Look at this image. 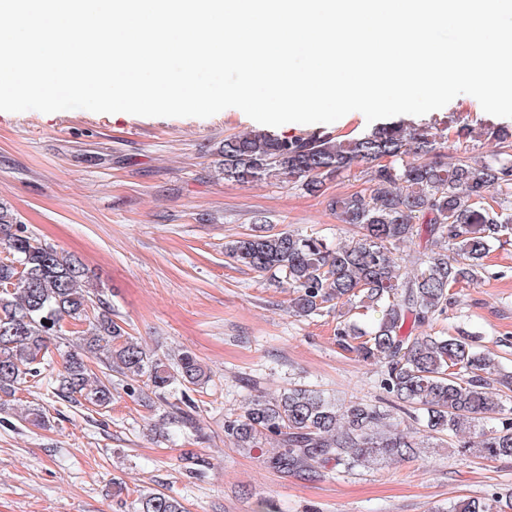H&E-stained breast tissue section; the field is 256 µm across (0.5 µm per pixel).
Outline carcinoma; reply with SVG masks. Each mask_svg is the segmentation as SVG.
<instances>
[{
	"instance_id": "cac0c4a2",
	"label": "carcinoma",
	"mask_w": 512,
	"mask_h": 512,
	"mask_svg": "<svg viewBox=\"0 0 512 512\" xmlns=\"http://www.w3.org/2000/svg\"><path fill=\"white\" fill-rule=\"evenodd\" d=\"M485 134L498 141L493 158L448 160L440 151L443 130L435 126L384 124L344 138L312 132L275 138L253 131L227 136L220 150L224 179L252 183L273 179L309 193L360 167L368 187L329 199L340 221L358 228L351 239L332 244L315 233H254L224 245L232 264L283 279L289 306L300 316L340 306L336 336L344 350L379 361V386L398 410L422 411L430 439L471 430L489 412L502 411L492 384L509 385L498 361L475 350L464 336L415 333L407 323L430 325L446 315L456 289L477 282L483 260L512 232V130ZM426 241L419 270L400 272L395 251L415 238ZM0 398L41 375L63 322L87 325L80 343L64 357L53 382L60 397L105 409L112 382L87 364L90 355L110 372L157 394L175 386L204 388L210 376L189 352L172 367L145 349L96 299L77 258L40 241L0 204ZM379 311L376 323L358 324L361 311ZM390 414L363 401L340 408L324 393L292 387L270 399H253L242 413L224 419V437L239 448L273 439L269 463L280 473L313 477L328 464L347 471L411 459L421 444L393 427ZM490 458H512V417L481 434L473 444ZM134 512H185L182 503L158 490L141 492ZM448 512H512V495L466 498Z\"/></svg>"
}]
</instances>
